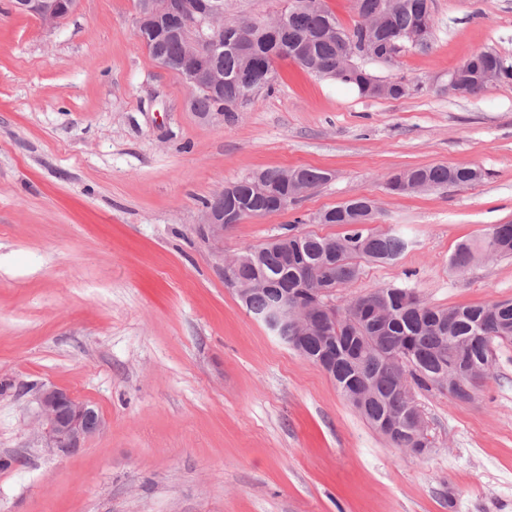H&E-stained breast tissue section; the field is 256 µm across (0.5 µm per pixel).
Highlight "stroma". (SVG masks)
Wrapping results in <instances>:
<instances>
[{"label":"stroma","mask_w":512,"mask_h":512,"mask_svg":"<svg viewBox=\"0 0 512 512\" xmlns=\"http://www.w3.org/2000/svg\"><path fill=\"white\" fill-rule=\"evenodd\" d=\"M429 49L365 98L275 63L272 89L205 121L185 80L136 38L137 0H77L53 23L0 0V512H512V343L473 400L416 390L431 450L393 448L243 307L199 224L205 200L267 169L329 180L224 234V254L355 196L411 244L366 262L345 300L389 285L428 306L512 301V257L466 272L457 243L512 222V80L469 96L448 73L480 51L512 65V0H433ZM470 165L481 180L397 195L394 172ZM99 414L81 448H43L35 396Z\"/></svg>","instance_id":"35a3bbf8"}]
</instances>
